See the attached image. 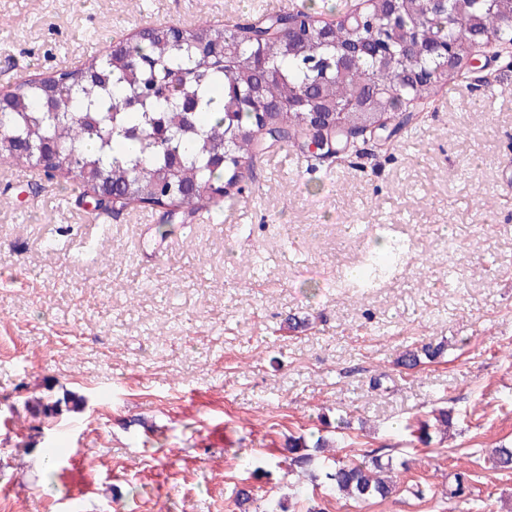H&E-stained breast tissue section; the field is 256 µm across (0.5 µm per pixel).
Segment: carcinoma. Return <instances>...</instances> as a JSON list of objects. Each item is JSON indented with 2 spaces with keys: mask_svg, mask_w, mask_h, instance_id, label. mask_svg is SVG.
<instances>
[{
  "mask_svg": "<svg viewBox=\"0 0 512 512\" xmlns=\"http://www.w3.org/2000/svg\"><path fill=\"white\" fill-rule=\"evenodd\" d=\"M388 5L373 9L374 23L362 29L342 24L285 33L270 41L264 35L279 19L250 23L256 38L242 42L232 32L199 23L176 31L168 25L146 29L122 50L91 59L75 72L60 69L41 80L15 83L0 105V161L28 163L30 146L50 154L45 175L75 174L103 195L128 196L149 207L175 202L195 208L216 198L215 190L240 192L239 183L255 172L250 131L258 123V106L293 100L297 111L283 117L289 131H303L301 114L318 109L329 114L336 103L351 101L381 112L400 129L410 120L400 103L430 87L415 86L420 74L449 78L444 55L398 45L399 31L387 27ZM407 29L420 43L450 44L464 50L472 39L488 36L512 42L509 3L463 0L453 21L448 13L428 8L426 0H397ZM356 52L357 62L340 71L341 49ZM225 50L241 67L227 71L209 57ZM401 259L396 243L387 241L357 270L366 282ZM444 345L408 351L399 364L413 369L421 357H439ZM37 414L55 419L61 400L45 395L31 400ZM304 437H289L287 450L301 467L311 456ZM392 463L379 456L355 462L332 459L324 478L333 491L357 500L385 499L393 480L381 474Z\"/></svg>",
  "mask_w": 512,
  "mask_h": 512,
  "instance_id": "cac0c4a2",
  "label": "carcinoma"
}]
</instances>
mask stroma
<instances>
[{
  "instance_id": "35a3bbf8",
  "label": "stroma",
  "mask_w": 512,
  "mask_h": 512,
  "mask_svg": "<svg viewBox=\"0 0 512 512\" xmlns=\"http://www.w3.org/2000/svg\"><path fill=\"white\" fill-rule=\"evenodd\" d=\"M294 0H0V90L109 54L142 28H219ZM215 223L101 212L74 176L0 164V512H512V54L438 88L420 120L343 162L282 143ZM411 253L376 287H336L378 225ZM302 328H293V320ZM445 343L441 358L399 366ZM83 396L52 421L28 399ZM451 411L411 445L407 421ZM406 465L386 499L289 473L288 436ZM59 453L47 481L46 458ZM469 471L463 497L448 487Z\"/></svg>"
}]
</instances>
